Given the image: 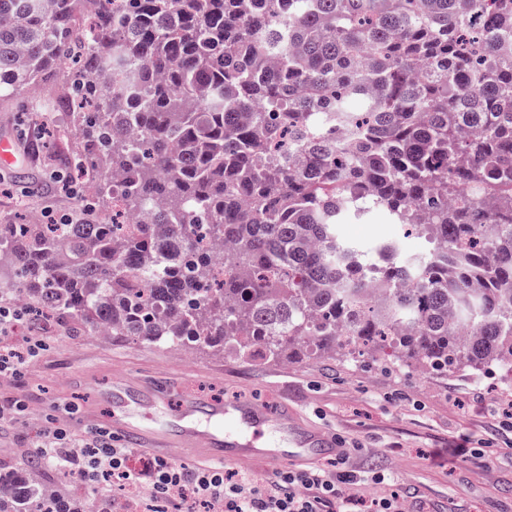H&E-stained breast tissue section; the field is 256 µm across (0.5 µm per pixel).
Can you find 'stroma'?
<instances>
[{"mask_svg": "<svg viewBox=\"0 0 512 512\" xmlns=\"http://www.w3.org/2000/svg\"><path fill=\"white\" fill-rule=\"evenodd\" d=\"M56 81L0 99V119L11 129L42 124V155L49 168L67 171L79 145L66 137L69 116L58 105ZM36 170L7 175L0 185V224L25 217L45 223L43 209L79 207L80 198L52 199L40 191ZM337 232L344 242L371 251L383 240L398 242L404 258L430 248L383 210L343 214ZM137 370L153 376L181 372L187 380L171 392L179 400L201 392L226 400L257 398L271 408L288 403L309 423L333 431L351 450L345 464L320 460V468L353 472L355 497L398 494L408 512H512V420L503 410L512 385L498 368L479 376L429 372L368 356L311 360L245 361L236 351L201 349L181 358L160 344L93 336H56L20 376L0 375V459L21 458L36 427L63 426L82 433L84 410L113 379ZM26 412L11 419L12 404ZM387 474V482L376 479Z\"/></svg>", "mask_w": 512, "mask_h": 512, "instance_id": "1", "label": "stroma"}]
</instances>
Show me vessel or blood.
<instances>
[{
  "label": "vessel or blood",
  "mask_w": 512,
  "mask_h": 512,
  "mask_svg": "<svg viewBox=\"0 0 512 512\" xmlns=\"http://www.w3.org/2000/svg\"><path fill=\"white\" fill-rule=\"evenodd\" d=\"M30 154L12 134L0 133V168L20 172ZM163 381L134 374L113 380L86 408L88 429L104 428L134 450L176 462L184 457L212 465L261 461L297 467L345 449L328 430L306 425L289 406L273 411L257 401L214 400L197 393L169 403Z\"/></svg>",
  "instance_id": "vessel-or-blood-1"
}]
</instances>
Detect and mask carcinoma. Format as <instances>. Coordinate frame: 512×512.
Instances as JSON below:
<instances>
[{"label":"carcinoma","mask_w":512,"mask_h":512,"mask_svg":"<svg viewBox=\"0 0 512 512\" xmlns=\"http://www.w3.org/2000/svg\"><path fill=\"white\" fill-rule=\"evenodd\" d=\"M512 0H0V93L55 77L112 222L0 224V278L69 336L512 373ZM473 192L448 204L464 184ZM432 245L371 297L339 217ZM0 467V512L69 503Z\"/></svg>","instance_id":"carcinoma-1"}]
</instances>
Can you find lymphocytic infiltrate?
Instances as JSON below:
<instances>
[{
    "instance_id": "f902f5d3",
    "label": "lymphocytic infiltrate",
    "mask_w": 512,
    "mask_h": 512,
    "mask_svg": "<svg viewBox=\"0 0 512 512\" xmlns=\"http://www.w3.org/2000/svg\"><path fill=\"white\" fill-rule=\"evenodd\" d=\"M33 446L42 460L71 469L93 485L104 473L121 481L131 477L130 448L102 429L79 438L62 427L48 429L34 437ZM74 447L82 448L83 456H71ZM148 478L147 512H168L178 498L185 501V512L216 501L222 503L223 512H351L355 504L346 492L350 477H338L320 468L291 469L260 482L247 475L233 476L220 467L189 470L155 458Z\"/></svg>"
}]
</instances>
